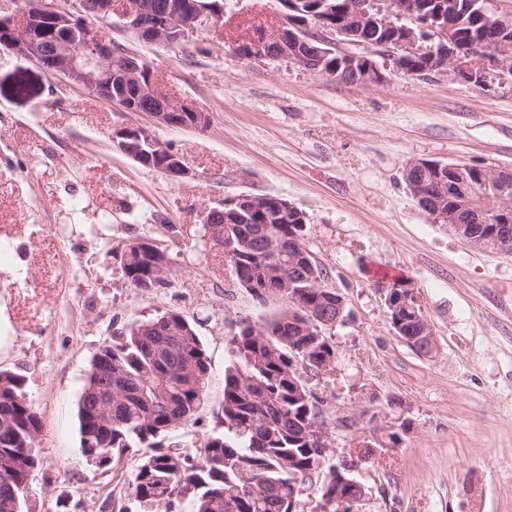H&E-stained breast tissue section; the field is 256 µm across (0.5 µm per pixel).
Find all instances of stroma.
<instances>
[{"label":"stroma","mask_w":512,"mask_h":512,"mask_svg":"<svg viewBox=\"0 0 512 512\" xmlns=\"http://www.w3.org/2000/svg\"><path fill=\"white\" fill-rule=\"evenodd\" d=\"M279 0H228L223 20L185 45L142 41L120 21L104 35L151 64L171 98L204 112V128H156L190 168L172 180L121 153L118 129L145 124L0 49V369L20 373L40 418L39 464L22 512H143L127 480L143 451L116 467L82 453L77 402L86 370L114 332L174 310L197 323L210 378L196 424L173 431L189 448L223 431L218 408L230 339L258 304L207 238L206 209L239 195H276L306 217L305 247L346 301L328 329L336 369L309 375L332 443L350 462L371 425L348 417L370 395L400 400L378 422L406 419L396 448L352 464L367 495L354 512H512V253L476 250L409 194L413 160L512 171V76L477 84L389 75L346 84L287 61L234 52L238 25L280 23ZM171 249L175 284L147 293L116 259L131 239ZM405 281L436 348L396 336L380 286Z\"/></svg>","instance_id":"stroma-1"}]
</instances>
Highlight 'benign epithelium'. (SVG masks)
Segmentation results:
<instances>
[{
	"label": "benign epithelium",
	"instance_id": "1",
	"mask_svg": "<svg viewBox=\"0 0 512 512\" xmlns=\"http://www.w3.org/2000/svg\"><path fill=\"white\" fill-rule=\"evenodd\" d=\"M85 12L106 23L120 19L141 40L174 47L209 31L224 16V5L215 0H144L128 6L126 0H82ZM459 0H440L434 12L414 7L412 21L397 26L395 4L382 0H347L337 15L318 3L306 18L282 21L267 30L250 32L235 40L236 53L245 59L291 61L308 71L338 82L371 86L387 80L383 68L407 78L426 75L463 76L482 83L492 71L512 74V15L487 16L480 12L487 33L474 42L456 39L449 20L460 11ZM357 51L345 52V61L330 73L324 68L336 48V36ZM0 47L24 56L48 76L86 91L98 99L145 116V125L124 127L113 139L118 149L146 167L158 165L174 180L185 178L189 169L172 146L158 138L156 127L197 128L207 116L159 91L152 67L140 56L122 51L105 40L100 29L53 4H41L25 12L19 21L0 17ZM426 56L423 71L409 68L408 61ZM467 164L444 165L433 160H415L404 169L410 195L435 223L441 222L458 239L485 252H500L512 243V171L483 170V203L474 206ZM260 211L265 221L298 220L306 228L305 215L281 197L241 195L213 208L205 215V229L213 241L224 236L222 223L233 217ZM264 260V282L273 288H292L288 270L278 259L274 239H269ZM346 303L336 295V319L316 311L299 316L300 334L319 332L345 320Z\"/></svg>",
	"mask_w": 512,
	"mask_h": 512
}]
</instances>
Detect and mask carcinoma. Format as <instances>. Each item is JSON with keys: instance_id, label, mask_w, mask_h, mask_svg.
Returning <instances> with one entry per match:
<instances>
[{"instance_id": "1", "label": "carcinoma", "mask_w": 512, "mask_h": 512, "mask_svg": "<svg viewBox=\"0 0 512 512\" xmlns=\"http://www.w3.org/2000/svg\"><path fill=\"white\" fill-rule=\"evenodd\" d=\"M470 7L455 18L464 42L479 38L478 11L484 0H461ZM264 221L257 218L224 225L221 249L231 247L227 260L236 283L261 284L260 258L265 248L259 235ZM304 236L298 226L271 225V236ZM165 276H154L161 266ZM125 275L138 284L156 283L158 293L173 287L176 271L169 249L131 246ZM336 290L324 286L302 295L305 305L326 311ZM270 318L240 323L230 339L234 360L224 370L220 416L227 430L209 436L198 448L172 449L165 437L197 420L209 380V361L195 323L167 311L132 324L112 337L93 355L78 402L83 454L96 466L118 460L130 448L150 449L131 472L128 488L137 501L150 507H170L173 498L191 495L192 512H293L300 486L322 479L321 499L326 512H337L336 496L360 503L359 481L351 467L325 465L321 450L310 437L319 420L317 399L307 380L297 373L296 360L316 374L336 366V348L325 335L297 336L291 323L298 311L289 293ZM398 316L413 340V314ZM40 420L23 390L21 375L0 370V460L11 461V472H0V512H22V499L38 465L34 444Z\"/></svg>"}]
</instances>
